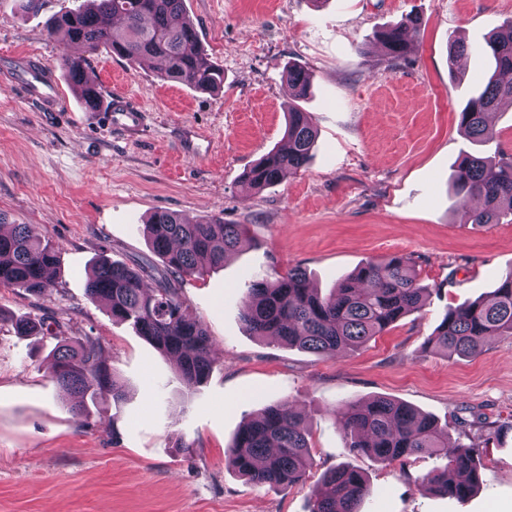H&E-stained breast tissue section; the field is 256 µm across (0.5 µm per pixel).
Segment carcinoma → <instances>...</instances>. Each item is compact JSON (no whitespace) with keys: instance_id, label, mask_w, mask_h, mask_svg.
I'll return each instance as SVG.
<instances>
[{"instance_id":"cac0c4a2","label":"carcinoma","mask_w":512,"mask_h":512,"mask_svg":"<svg viewBox=\"0 0 512 512\" xmlns=\"http://www.w3.org/2000/svg\"><path fill=\"white\" fill-rule=\"evenodd\" d=\"M184 0H87V5L58 17L50 35H63L70 52L62 58L70 84L78 93L87 57L104 47L131 63L150 60L161 78L201 91L224 87V69L201 47L193 24L183 18ZM420 21L409 17L379 33L391 59L404 57L409 37ZM494 61L488 81L459 113L470 148L461 152L454 174L466 222L498 224L512 218V154L487 156L481 147L492 139L489 113L504 99L512 100V19L486 41ZM294 97L307 94L306 70L288 67ZM307 113L288 110L284 139L247 169L243 184L262 190L302 168L315 144ZM156 264L139 257L132 264L102 259L89 272L86 294L105 301L112 320L131 324L160 353L177 360L189 390L200 385L214 363L203 323L186 315L181 298L184 278L205 267L224 264V256L242 240L240 224L218 217L193 223L160 210L145 224ZM59 246L42 238L31 224H15L0 235V287L41 295L55 287ZM428 289L418 283L412 259L392 256L370 259L336 283L327 296L309 287L306 273L291 268L273 278L252 281L242 318L250 333L273 338L310 353L334 357L381 335L425 304ZM512 336V272L490 295L448 307L431 343L448 358L476 356L489 336ZM56 383L80 397L76 410L108 397L121 400V387L111 374L97 339L76 345L60 337L50 365ZM336 424L346 448L386 462H404L422 454L444 464L424 475L419 487L464 500L480 486L479 444L452 439L431 417L389 397L376 396L336 410ZM237 472L258 485L303 482L313 460L303 418L280 405L261 408L239 429L227 449ZM371 488L358 470L338 466L321 477L313 491L310 512H359Z\"/></svg>"}]
</instances>
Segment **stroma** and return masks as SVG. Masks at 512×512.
<instances>
[{
  "label": "stroma",
  "instance_id": "stroma-1",
  "mask_svg": "<svg viewBox=\"0 0 512 512\" xmlns=\"http://www.w3.org/2000/svg\"><path fill=\"white\" fill-rule=\"evenodd\" d=\"M21 3L0 0V213L60 253L44 295L0 288V512H309L313 488L339 464L369 480L361 512H512V336L490 337L470 360L430 343L448 307L486 296L512 271V223H464L452 190L467 144L459 114L491 67L484 39L512 18V0H184L224 68L220 92L105 49L88 58L103 94L129 92L153 113L136 140L99 128L67 81L64 42L49 34L85 0ZM411 16L419 35L389 59L378 32ZM454 37L467 56L450 59ZM34 54L66 96L60 111L20 100L14 78ZM292 64L310 76L299 105L316 145L304 168L257 192L242 175L283 143ZM187 125L210 138L208 152L184 154ZM158 210L245 229L223 267L182 285L216 358L191 390L85 291L100 258L149 254L144 224ZM402 255L429 288L426 303L357 349L320 357L252 336L241 320L251 280L298 267L326 295L367 260ZM20 317L42 322L41 333L17 334ZM61 335L98 338L119 402L74 411L48 370ZM375 396L479 440L480 487L463 501L422 491L418 478L439 459L385 464L349 452L335 410ZM271 404L301 413L310 434L313 466L296 485H255L226 455ZM485 422L494 434L481 432Z\"/></svg>",
  "mask_w": 512,
  "mask_h": 512
}]
</instances>
